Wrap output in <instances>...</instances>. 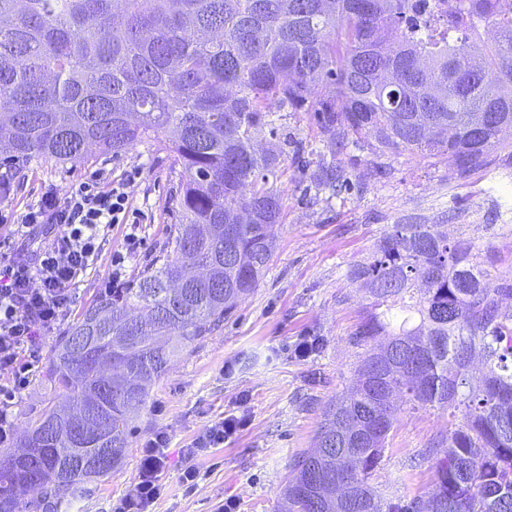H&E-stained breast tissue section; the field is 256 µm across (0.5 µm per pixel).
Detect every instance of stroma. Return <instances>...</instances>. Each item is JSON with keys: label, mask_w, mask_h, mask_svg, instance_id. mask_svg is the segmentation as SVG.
<instances>
[{"label": "stroma", "mask_w": 512, "mask_h": 512, "mask_svg": "<svg viewBox=\"0 0 512 512\" xmlns=\"http://www.w3.org/2000/svg\"><path fill=\"white\" fill-rule=\"evenodd\" d=\"M285 138L314 156L335 155L341 192L316 190L295 157H287L277 180L284 217L270 228L274 248L265 276L219 329L170 363L134 424L128 456L108 475L85 479L86 493L70 512H110L138 477V446L157 432L166 433L169 449L153 512H217L228 499L238 512H277L293 458L314 448L325 407L360 365L361 351L349 338L367 300L347 273L392 225H444L449 239L471 243L476 263L512 281V180L497 174L512 169V148L494 152L496 171L464 177L444 155L381 154L364 141L334 151L308 112L287 113L276 134L262 133L257 146ZM10 170L13 191L0 198V212L15 218L47 190L62 194L95 174L102 187L125 185L141 215L143 237L126 264L131 281L151 266L176 219L178 175L169 155L152 142L118 155L92 151L77 162L33 156ZM124 235V227H114L77 277L74 303L47 337L45 352L54 350L101 291L113 253L125 249ZM313 338L320 339V349L296 357V346ZM53 397L42 370H35L16 406L14 440L0 446V459L21 449ZM228 415L245 417V426L223 447L186 455L208 425ZM447 429V413L402 414L375 486L389 498L430 491L433 473L420 455ZM189 467L199 473L191 487L181 481Z\"/></svg>", "instance_id": "obj_1"}]
</instances>
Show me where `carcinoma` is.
Listing matches in <instances>:
<instances>
[{
  "label": "carcinoma",
  "mask_w": 512,
  "mask_h": 512,
  "mask_svg": "<svg viewBox=\"0 0 512 512\" xmlns=\"http://www.w3.org/2000/svg\"><path fill=\"white\" fill-rule=\"evenodd\" d=\"M488 26L490 44L480 38ZM315 85L331 96L309 100ZM2 106L0 143L14 160L77 162L156 141L181 167L167 248L131 287L99 293L45 365L56 403L31 433L95 393L115 466L171 358L218 329L266 273L285 151L253 143L274 114L312 112L341 146L371 138L382 153L444 154L464 176L486 171L492 150L507 148L500 120L512 125V0H457L445 15L411 0H0ZM476 112L496 115L481 137ZM310 180L336 189V164L318 162ZM471 249L439 224H394L349 271L370 300L350 336L363 360L316 431L317 447L359 455L342 481L369 497L346 512H512V313L501 311L512 283H495ZM193 265L222 287L200 281L168 297L165 283ZM97 321L107 376L70 347ZM416 410L451 416L422 455L435 488L388 498L371 480L400 415ZM95 451L76 447L67 427L45 435L27 460L0 465V512H31L16 494L23 482L71 508L91 477L79 460ZM313 465L311 452L291 462L283 512H336Z\"/></svg>",
  "instance_id": "1"
}]
</instances>
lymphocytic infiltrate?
I'll use <instances>...</instances> for the list:
<instances>
[{
  "instance_id": "1",
  "label": "lymphocytic infiltrate",
  "mask_w": 512,
  "mask_h": 512,
  "mask_svg": "<svg viewBox=\"0 0 512 512\" xmlns=\"http://www.w3.org/2000/svg\"><path fill=\"white\" fill-rule=\"evenodd\" d=\"M115 224L126 229V247L113 256L106 286L120 288L126 258L142 243L140 218L121 186L106 190L91 179L62 195L44 193L26 209L12 235L30 241L32 262H16L12 237L0 239V445L14 438L13 408L41 360L44 337L70 309L76 277L97 257L101 236ZM167 446L161 432L141 444L138 479L112 512H152L161 495Z\"/></svg>"
}]
</instances>
